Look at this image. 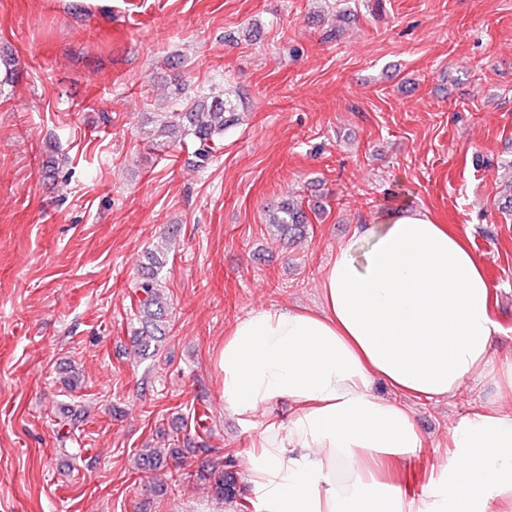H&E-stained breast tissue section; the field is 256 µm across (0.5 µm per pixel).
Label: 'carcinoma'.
Segmentation results:
<instances>
[{
	"mask_svg": "<svg viewBox=\"0 0 512 512\" xmlns=\"http://www.w3.org/2000/svg\"><path fill=\"white\" fill-rule=\"evenodd\" d=\"M237 121V107L231 100L217 95L206 104L192 106L184 112L164 115L161 132L174 136V139L162 140L159 145L168 146L176 141L181 143L189 139L198 145L197 155L205 162L213 150L211 143L223 138L224 131ZM267 224L277 232L279 238L288 239L305 232L308 217L301 205L287 198L269 211ZM163 267L164 261L155 256L151 257L149 272L133 284V293L137 299L136 312L142 324L141 331L138 332L142 336L140 347L145 351L151 347L150 338L157 334L164 335L159 322L165 316L167 302L161 295L162 286L158 280L159 271ZM162 464L160 451L155 448L141 449L136 460L137 468L144 471L156 472L161 469ZM208 476L214 479L215 490L220 499L228 503L237 500L240 512H248L249 504L241 500L237 478L226 467V461L221 460L212 466Z\"/></svg>",
	"mask_w": 512,
	"mask_h": 512,
	"instance_id": "obj_1",
	"label": "carcinoma"
}]
</instances>
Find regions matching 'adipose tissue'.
Wrapping results in <instances>:
<instances>
[{"instance_id": "adipose-tissue-1", "label": "adipose tissue", "mask_w": 512, "mask_h": 512, "mask_svg": "<svg viewBox=\"0 0 512 512\" xmlns=\"http://www.w3.org/2000/svg\"><path fill=\"white\" fill-rule=\"evenodd\" d=\"M466 236L423 208L355 225L324 266L313 308L236 320L218 359L221 398L256 438L258 512H512V355ZM392 397L375 393V383ZM487 383L448 430L443 480L401 479L426 438L413 401Z\"/></svg>"}]
</instances>
